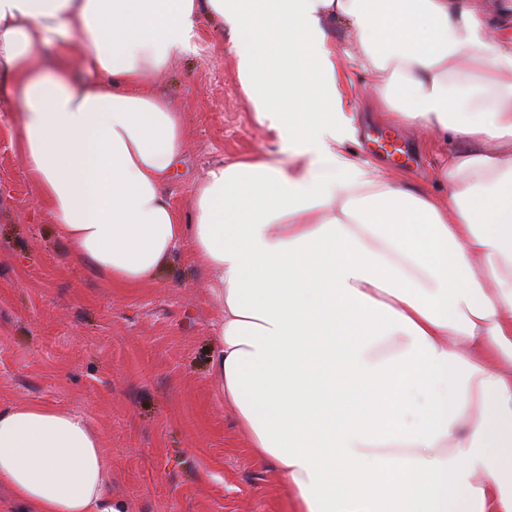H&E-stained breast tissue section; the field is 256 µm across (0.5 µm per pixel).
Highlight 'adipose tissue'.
<instances>
[{
    "label": "adipose tissue",
    "mask_w": 512,
    "mask_h": 512,
    "mask_svg": "<svg viewBox=\"0 0 512 512\" xmlns=\"http://www.w3.org/2000/svg\"><path fill=\"white\" fill-rule=\"evenodd\" d=\"M203 17L279 148L208 168L186 221L165 190L183 118L154 80ZM333 20L378 105L452 143L446 198L346 151ZM0 112L56 234L110 283L192 244L219 392L292 512H512V26L477 0H0ZM112 482L84 414L0 405V512H130Z\"/></svg>",
    "instance_id": "ef3b65f1"
}]
</instances>
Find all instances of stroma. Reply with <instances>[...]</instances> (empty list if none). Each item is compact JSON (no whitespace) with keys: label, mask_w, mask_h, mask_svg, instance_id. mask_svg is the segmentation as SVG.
I'll return each instance as SVG.
<instances>
[{"label":"stroma","mask_w":512,"mask_h":512,"mask_svg":"<svg viewBox=\"0 0 512 512\" xmlns=\"http://www.w3.org/2000/svg\"><path fill=\"white\" fill-rule=\"evenodd\" d=\"M328 35L354 159L386 177L441 193L436 168L448 144L373 111L372 75L339 21ZM197 53L178 59L156 87L181 112L183 159L166 190L180 215L209 166L274 150L241 91L228 32L200 20ZM0 112V405L55 404L86 414L109 453L112 491L132 512H291L275 473L248 450L212 368L222 318L212 277L180 244L155 278L116 288L74 256L49 224ZM402 133L408 155H387L370 130Z\"/></svg>","instance_id":"35a3bbf8"}]
</instances>
